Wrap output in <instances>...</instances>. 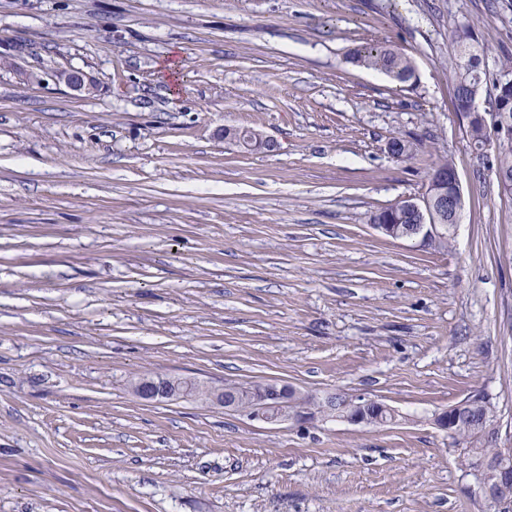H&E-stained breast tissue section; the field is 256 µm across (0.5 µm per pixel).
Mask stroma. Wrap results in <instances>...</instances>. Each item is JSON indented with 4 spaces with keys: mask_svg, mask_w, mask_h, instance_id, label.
<instances>
[{
    "mask_svg": "<svg viewBox=\"0 0 512 512\" xmlns=\"http://www.w3.org/2000/svg\"><path fill=\"white\" fill-rule=\"evenodd\" d=\"M461 23L498 72L512 0H0V512H485L432 423L478 391L512 448V193L454 106ZM377 42L413 83L347 61ZM442 156L453 247L378 233ZM145 374L398 417L274 427ZM57 78L63 81L70 89L79 93L92 94L96 89L93 77L79 69L61 71ZM181 382H188L193 384L194 386L200 383L194 379H174L172 382V387H167L163 389L162 387H159L155 381L147 378L143 379L136 386L133 392L139 399L145 402L177 400L184 397L182 393L177 389V384ZM345 404L343 408L344 412L338 413L339 418L346 420L347 422L355 425H371L372 418L370 417V411L374 409H387L394 416L396 415L394 410L389 406L372 399H366L361 396H347L344 395Z\"/></svg>",
    "mask_w": 512,
    "mask_h": 512,
    "instance_id": "1",
    "label": "stroma"
}]
</instances>
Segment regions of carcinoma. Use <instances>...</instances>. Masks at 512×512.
Returning <instances> with one entry per match:
<instances>
[{"mask_svg": "<svg viewBox=\"0 0 512 512\" xmlns=\"http://www.w3.org/2000/svg\"><path fill=\"white\" fill-rule=\"evenodd\" d=\"M456 43V62L452 78L455 83L456 101L476 105L477 100L487 91L488 82H493L494 110L498 112L499 123L512 129V61L501 65L502 75L490 79L482 62L481 50L473 34V26L464 23L454 30ZM347 60L367 69L380 71L398 83L415 80V66L410 57L385 43L357 45L350 49ZM496 172L505 177L503 187H512V147L499 148L494 153ZM288 409L302 411L318 410L326 417L336 416V405L323 399H290ZM497 416L496 406L484 400L476 409L475 416L462 417L456 424L455 436L463 444L473 449L471 469L479 471L485 463L498 459L501 449L489 435L483 431V425Z\"/></svg>", "mask_w": 512, "mask_h": 512, "instance_id": "cac0c4a2", "label": "carcinoma"}]
</instances>
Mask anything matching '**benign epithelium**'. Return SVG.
<instances>
[{"label":"benign epithelium","mask_w":512,"mask_h":512,"mask_svg":"<svg viewBox=\"0 0 512 512\" xmlns=\"http://www.w3.org/2000/svg\"><path fill=\"white\" fill-rule=\"evenodd\" d=\"M70 89L84 94H92L96 89L93 77L79 69L64 70L58 74ZM462 118L469 121L477 118L486 128L494 131L496 143L509 145L512 143V133L496 125L494 112H467ZM463 209V192L457 172L432 173L429 175L424 194L419 198L400 200L389 206L386 215L394 223L384 224L375 222L373 227L381 234L393 239L415 240L427 244L445 231L453 230L460 223ZM412 210L419 216L415 224H398L396 220L406 211ZM180 380L175 379L172 386L165 389L147 378L142 380L134 389V394L145 402L177 400L182 393L177 389ZM252 402L250 416L258 418L271 425H281L293 420L303 422L310 419L305 413L288 412V386L278 387L274 384L244 387L227 383L221 388L209 387L207 404L226 410L239 409L242 400ZM344 412L340 418L355 425H369L371 409H386L387 405L361 396H344ZM461 405H452L434 418L435 425L442 430L452 431L453 422ZM512 455L511 448L502 449V457L487 467L486 491L484 502L494 512H512V463L508 457Z\"/></svg>","instance_id":"7a95c632"}]
</instances>
